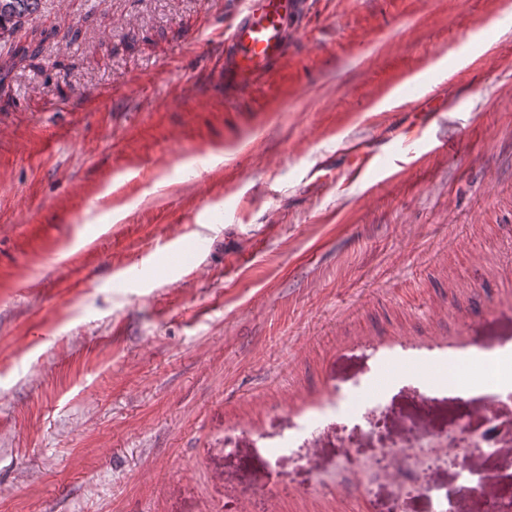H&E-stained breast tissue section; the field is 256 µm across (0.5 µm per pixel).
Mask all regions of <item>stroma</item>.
Returning <instances> with one entry per match:
<instances>
[{
    "mask_svg": "<svg viewBox=\"0 0 512 512\" xmlns=\"http://www.w3.org/2000/svg\"><path fill=\"white\" fill-rule=\"evenodd\" d=\"M241 3L41 0L38 67L0 60V512H490L512 447L425 495L339 422L478 425L422 368L485 302L512 348V0H302L231 94Z\"/></svg>",
    "mask_w": 512,
    "mask_h": 512,
    "instance_id": "35a3bbf8",
    "label": "stroma"
}]
</instances>
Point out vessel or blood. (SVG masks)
<instances>
[{
  "instance_id": "obj_1",
  "label": "vessel or blood",
  "mask_w": 512,
  "mask_h": 512,
  "mask_svg": "<svg viewBox=\"0 0 512 512\" xmlns=\"http://www.w3.org/2000/svg\"><path fill=\"white\" fill-rule=\"evenodd\" d=\"M298 10V0H246L224 39V84L243 89L265 77L272 66L289 50L288 22ZM484 312H477L459 327L460 341L449 343V357L465 356L476 342L482 328ZM497 386L485 377L457 389L458 400L479 398L490 407Z\"/></svg>"
}]
</instances>
